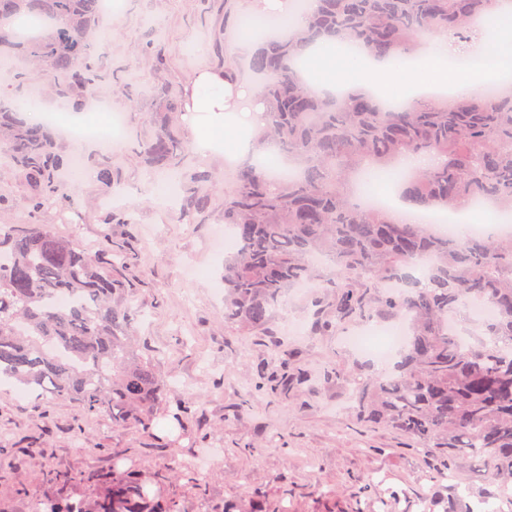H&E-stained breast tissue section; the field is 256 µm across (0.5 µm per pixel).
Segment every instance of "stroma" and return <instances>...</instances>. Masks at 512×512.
Returning a JSON list of instances; mask_svg holds the SVG:
<instances>
[{"label": "stroma", "mask_w": 512, "mask_h": 512, "mask_svg": "<svg viewBox=\"0 0 512 512\" xmlns=\"http://www.w3.org/2000/svg\"><path fill=\"white\" fill-rule=\"evenodd\" d=\"M247 8V0H116L103 16L108 37L98 49L106 77L83 107L126 116V146L112 161L111 185L96 175L105 152L98 141L60 142L62 154H83L88 171L72 188L73 207L48 201L34 208L31 189L0 167V224H47L89 254L122 255L128 299L138 311L135 342L157 353L166 382L149 437L132 426L101 428L99 415L81 414L68 401L21 398L0 386V505L9 512H27L30 498L44 494L37 480L44 465L108 471L116 450L140 473L164 467L175 477L182 460L209 454L200 480L214 512L228 501L247 507L255 491L288 512H446L452 502L478 503L488 490L462 471L452 481L437 477L423 449L390 427L355 419L350 388L323 384L327 366L361 382L375 376L376 362L347 348L342 335L310 333L316 289L291 293L268 332L225 321L224 257L212 242L224 222L227 149L193 147L183 160V172L212 176L206 223L182 221V201L159 195L138 139L153 131L160 95L190 92L206 70L226 74L232 104L254 98L256 44L236 25ZM122 214L130 223H119ZM194 267L206 275L192 276ZM283 342L297 347L298 366L310 376L290 401L268 390L285 371Z\"/></svg>", "instance_id": "stroma-1"}]
</instances>
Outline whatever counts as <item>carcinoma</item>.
Returning <instances> with one entry per match:
<instances>
[{"mask_svg": "<svg viewBox=\"0 0 512 512\" xmlns=\"http://www.w3.org/2000/svg\"><path fill=\"white\" fill-rule=\"evenodd\" d=\"M496 2L321 0L309 27L293 35L278 31L291 28L300 12L294 5L242 15V29L250 21L276 27L251 59L268 117L257 147L272 144L271 164L292 174L245 162L224 185V224L240 242L224 263V319L260 330L292 289L308 283L326 289L314 320L321 330L376 317L407 321L391 374L355 386L352 411L361 422L391 425L450 474L469 467L494 486L489 498L512 481V238L460 239L402 224L389 210L353 200V189L362 174L393 175L396 160L422 156L433 163L398 177L403 202L462 209L485 196L512 210V92L481 86L389 106L367 91L318 93L298 65L307 49L337 37L376 60L403 64L425 32L468 43L479 17L490 44L499 31ZM101 8V0H0V59L39 66L14 74L15 92L34 100L31 87L46 75L63 102L101 82L104 34L93 30ZM181 108V97H162L153 133L140 140L146 161L177 181L188 152ZM56 149L48 126L25 122L0 100V160L35 190L38 205L51 196L74 203ZM209 181L206 171L189 175L186 223L207 214L210 197L197 185ZM419 267L434 288L417 286ZM124 288L122 264L84 252L48 225H0V378L100 414L114 428L151 433L165 381L156 358L131 345L133 311L117 301ZM60 296L70 303L56 304ZM485 305L494 318L477 322L473 338L461 335L457 314ZM305 381L293 370L276 396L291 397ZM124 460L112 459L110 475L47 466L38 481L49 493L34 501L43 512H185V494L205 496L189 466L183 485L162 469L147 484L134 470L120 476Z\"/></svg>", "mask_w": 512, "mask_h": 512, "instance_id": "carcinoma-1", "label": "carcinoma"}]
</instances>
